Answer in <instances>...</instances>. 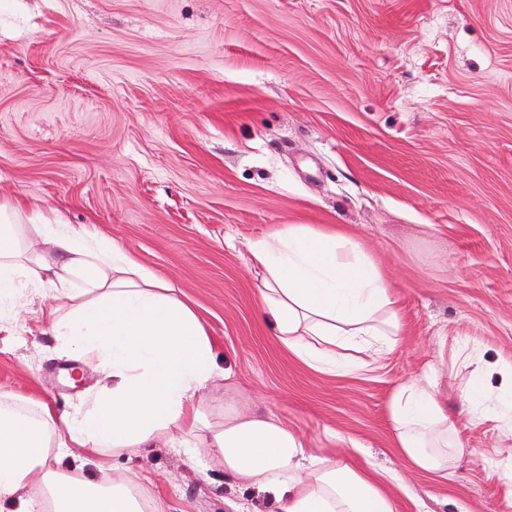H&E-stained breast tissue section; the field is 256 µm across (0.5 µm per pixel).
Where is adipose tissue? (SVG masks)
<instances>
[{
    "label": "adipose tissue",
    "mask_w": 512,
    "mask_h": 512,
    "mask_svg": "<svg viewBox=\"0 0 512 512\" xmlns=\"http://www.w3.org/2000/svg\"><path fill=\"white\" fill-rule=\"evenodd\" d=\"M248 252L261 272V310L306 365L371 369L393 349L403 328L395 295L358 242L291 224L251 240ZM48 294L53 304L40 309L47 332L110 383L62 415L0 391V512H149L134 478H92L61 464L72 448L105 457L162 439L187 452L208 449L229 477L272 495L278 512H398L370 469L307 453L273 416L201 406L229 372L171 284L105 236L29 224L22 202H0V327ZM468 358L459 411H449L432 366L390 397L395 446L416 470L447 473L465 452L462 424L512 420V401L484 386L479 353Z\"/></svg>",
    "instance_id": "1"
}]
</instances>
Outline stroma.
<instances>
[{
    "label": "stroma",
    "instance_id": "1",
    "mask_svg": "<svg viewBox=\"0 0 512 512\" xmlns=\"http://www.w3.org/2000/svg\"><path fill=\"white\" fill-rule=\"evenodd\" d=\"M104 235L204 323L220 403L274 415L314 454L394 470L399 512H512V432H463L447 476L410 469L388 402L426 363L456 406L478 351L512 388V0H0V200ZM306 224L357 240L403 331L369 372L281 346L250 240ZM35 313L0 330V390L74 411L100 376ZM159 512H277L220 464L108 457Z\"/></svg>",
    "mask_w": 512,
    "mask_h": 512
}]
</instances>
